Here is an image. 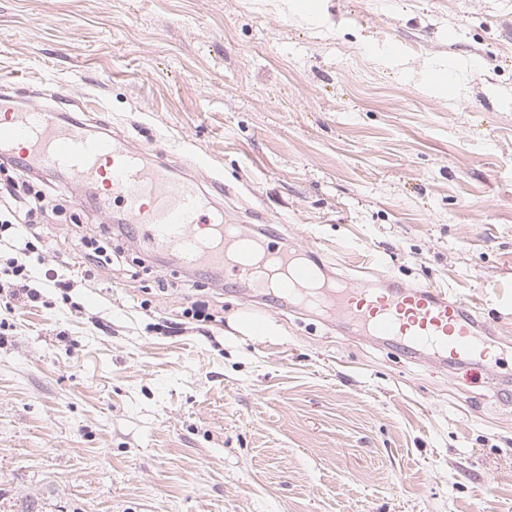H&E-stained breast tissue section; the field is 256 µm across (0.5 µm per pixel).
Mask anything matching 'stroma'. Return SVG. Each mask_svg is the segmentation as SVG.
<instances>
[{"label":"stroma","mask_w":512,"mask_h":512,"mask_svg":"<svg viewBox=\"0 0 512 512\" xmlns=\"http://www.w3.org/2000/svg\"><path fill=\"white\" fill-rule=\"evenodd\" d=\"M0 85L502 338L444 368L271 297L250 335L247 279L136 234L75 268L101 199L39 170L38 301L0 256V512H512V0H0ZM75 246L78 266L90 269L112 266V250L108 251L107 248L99 245L94 237L83 236Z\"/></svg>","instance_id":"obj_1"}]
</instances>
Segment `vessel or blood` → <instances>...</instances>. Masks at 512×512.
<instances>
[{"label":"vessel or blood","instance_id":"b4317fda","mask_svg":"<svg viewBox=\"0 0 512 512\" xmlns=\"http://www.w3.org/2000/svg\"><path fill=\"white\" fill-rule=\"evenodd\" d=\"M0 150L13 152L25 168L64 167L76 183L103 185L104 204L120 201L127 224L151 248L174 253L190 267H232L254 293L273 291L320 308L352 335L473 367L483 366L498 336L476 306L447 288L413 286L384 272L369 284L352 277L321 280L311 262L314 241L299 246L225 225L193 184L172 177L168 162L146 164L123 138L90 135L81 122L19 112L0 98Z\"/></svg>","mask_w":512,"mask_h":512}]
</instances>
